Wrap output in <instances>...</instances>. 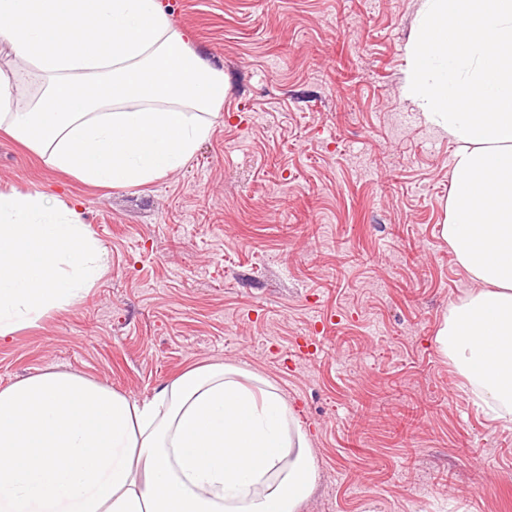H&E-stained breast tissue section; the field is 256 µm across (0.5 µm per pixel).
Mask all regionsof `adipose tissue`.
I'll return each instance as SVG.
<instances>
[{
    "instance_id": "adipose-tissue-1",
    "label": "adipose tissue",
    "mask_w": 512,
    "mask_h": 512,
    "mask_svg": "<svg viewBox=\"0 0 512 512\" xmlns=\"http://www.w3.org/2000/svg\"><path fill=\"white\" fill-rule=\"evenodd\" d=\"M0 130L94 185L183 168L228 84L161 0H0ZM402 94L455 149L441 236L475 286L436 332L512 425V0H421ZM42 82L20 105V74ZM109 256L78 205L0 190V339L83 299ZM309 435L266 379L214 363L136 400L66 371L0 388V512H298Z\"/></svg>"
}]
</instances>
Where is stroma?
Masks as SVG:
<instances>
[{
	"mask_svg": "<svg viewBox=\"0 0 512 512\" xmlns=\"http://www.w3.org/2000/svg\"><path fill=\"white\" fill-rule=\"evenodd\" d=\"M228 91L181 170L98 187L0 132V190L80 205L108 270L0 340V387L132 398L234 364L310 434L299 512H512V428L434 341L473 286L440 236L453 143L401 94L420 0H163Z\"/></svg>",
	"mask_w": 512,
	"mask_h": 512,
	"instance_id": "obj_1",
	"label": "stroma"
}]
</instances>
